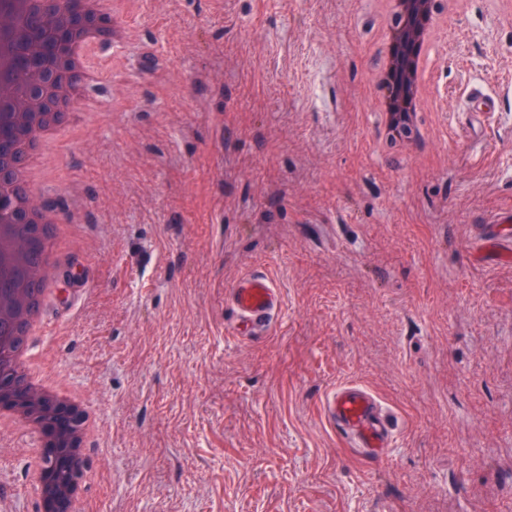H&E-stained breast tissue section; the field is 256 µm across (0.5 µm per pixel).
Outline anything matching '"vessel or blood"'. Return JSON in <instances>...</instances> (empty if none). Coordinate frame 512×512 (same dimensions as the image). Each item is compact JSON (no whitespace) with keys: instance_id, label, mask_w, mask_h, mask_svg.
<instances>
[{"instance_id":"vessel-or-blood-1","label":"vessel or blood","mask_w":512,"mask_h":512,"mask_svg":"<svg viewBox=\"0 0 512 512\" xmlns=\"http://www.w3.org/2000/svg\"><path fill=\"white\" fill-rule=\"evenodd\" d=\"M233 313V335L250 340L269 336L275 326L281 304L278 289L264 272H252L226 291ZM324 415L364 459L379 458L390 447L396 426L376 397L361 385L343 382L331 387L324 396Z\"/></svg>"}]
</instances>
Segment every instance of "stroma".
<instances>
[{
    "instance_id": "1",
    "label": "stroma",
    "mask_w": 512,
    "mask_h": 512,
    "mask_svg": "<svg viewBox=\"0 0 512 512\" xmlns=\"http://www.w3.org/2000/svg\"><path fill=\"white\" fill-rule=\"evenodd\" d=\"M425 144L380 146L384 0H139L123 77L37 162L69 233L34 344L100 415L85 512H512V0H438ZM479 89L499 109L476 115ZM262 269L282 309L227 334ZM355 381L377 463L324 423ZM0 431V512H36ZM226 298L234 317L232 335L260 340L271 334L281 298L266 273L245 275L227 289ZM324 415L331 428L367 461L390 448L396 426L376 397L361 385L343 382L324 396Z\"/></svg>"
}]
</instances>
